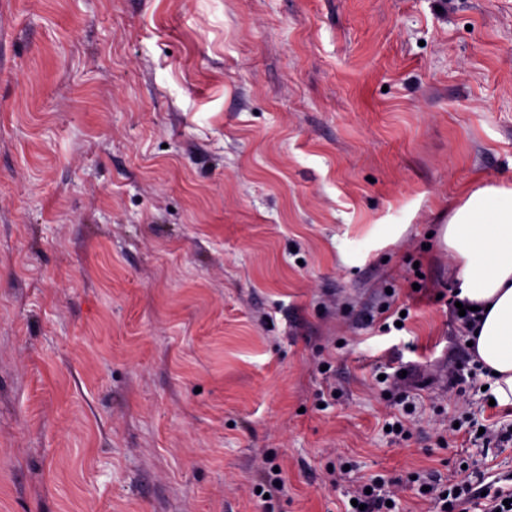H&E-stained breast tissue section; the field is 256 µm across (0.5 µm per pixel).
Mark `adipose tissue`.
Wrapping results in <instances>:
<instances>
[{
    "instance_id": "adipose-tissue-1",
    "label": "adipose tissue",
    "mask_w": 512,
    "mask_h": 512,
    "mask_svg": "<svg viewBox=\"0 0 512 512\" xmlns=\"http://www.w3.org/2000/svg\"><path fill=\"white\" fill-rule=\"evenodd\" d=\"M442 240L459 264V300L481 309L467 331L490 392L512 406V187L471 191L451 209Z\"/></svg>"
}]
</instances>
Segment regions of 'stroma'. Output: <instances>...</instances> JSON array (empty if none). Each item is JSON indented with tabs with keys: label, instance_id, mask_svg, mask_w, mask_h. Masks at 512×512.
I'll list each match as a JSON object with an SVG mask.
<instances>
[{
	"label": "stroma",
	"instance_id": "35a3bbf8",
	"mask_svg": "<svg viewBox=\"0 0 512 512\" xmlns=\"http://www.w3.org/2000/svg\"><path fill=\"white\" fill-rule=\"evenodd\" d=\"M493 184L512 0H0V512H344L343 463L401 512L512 490L441 238ZM437 481L441 479L424 481L418 488L420 496L434 509L430 512H472V508L480 509L481 512L512 511V502H509L512 499L511 491H495L492 495L490 491H486L487 495L481 496L483 491L477 492L468 481L451 484V488ZM423 486L429 487V490L422 491ZM504 500H508L510 508L503 504Z\"/></svg>",
	"mask_w": 512,
	"mask_h": 512
}]
</instances>
